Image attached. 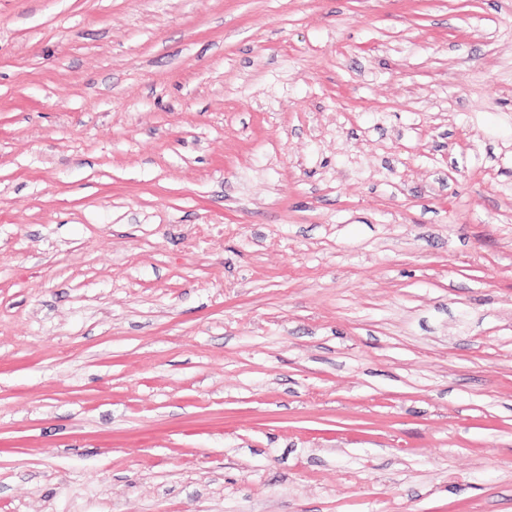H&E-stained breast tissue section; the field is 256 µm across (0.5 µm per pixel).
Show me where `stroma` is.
Wrapping results in <instances>:
<instances>
[{
  "mask_svg": "<svg viewBox=\"0 0 512 512\" xmlns=\"http://www.w3.org/2000/svg\"><path fill=\"white\" fill-rule=\"evenodd\" d=\"M0 512H512V0H0Z\"/></svg>",
  "mask_w": 512,
  "mask_h": 512,
  "instance_id": "stroma-1",
  "label": "stroma"
}]
</instances>
